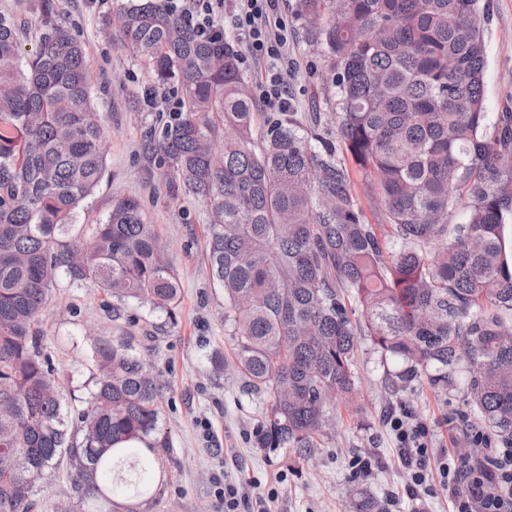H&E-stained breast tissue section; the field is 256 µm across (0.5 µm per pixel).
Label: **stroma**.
<instances>
[{"instance_id": "obj_1", "label": "stroma", "mask_w": 512, "mask_h": 512, "mask_svg": "<svg viewBox=\"0 0 512 512\" xmlns=\"http://www.w3.org/2000/svg\"><path fill=\"white\" fill-rule=\"evenodd\" d=\"M56 19L84 42L91 75L92 102L108 132L106 172L100 186L78 211L76 221H104L115 199L133 195L145 219L160 236L177 273L180 296L174 312L123 304L113 309L93 288L59 282L44 314V345L72 384L66 403L86 400L92 371L79 343L87 333L126 327L138 351L161 372L166 383L159 423L170 448L149 453L151 470L165 478L136 512H220L215 497L219 479L251 476L273 483L276 512H360L365 497L383 500L385 512H449L448 491L433 481L426 504L408 497L407 476L386 421L393 410L411 412L424 426L428 442L458 454L471 439L470 423L461 421L460 393L436 396L426 379L410 386L393 384L399 365L382 356L368 338L358 351V405H338L331 439L310 457L292 448H262L256 424L267 408L265 396L245 387L233 371L230 330L224 324V292L214 284L205 252L209 217L193 198L171 196L158 179L159 160L147 151L167 114L163 103L135 107L132 100L149 86L144 67L108 35L120 0H56ZM297 0H281L288 21L289 109L327 112L334 89L327 81L323 54L300 35ZM481 19L486 65L485 110L488 122L512 112V0H483ZM0 17L14 22L24 50H33L44 27L28 0H0ZM363 456L372 474L355 478L351 462ZM35 512H56L67 505L80 512L79 498L64 470L51 471L37 483Z\"/></svg>"}]
</instances>
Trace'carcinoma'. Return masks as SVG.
<instances>
[{"label":"carcinoma","instance_id":"1","mask_svg":"<svg viewBox=\"0 0 512 512\" xmlns=\"http://www.w3.org/2000/svg\"><path fill=\"white\" fill-rule=\"evenodd\" d=\"M27 57L0 18V512H32L35 484L66 465L85 512L112 505L98 474L133 498L153 485L136 448L154 438L164 383L123 328L84 350L94 390L64 411L69 378L42 347L41 315L63 279L171 311L178 276L134 196L100 224L74 218L100 184L108 134L91 103L86 50L39 0ZM301 35L326 51L333 111L258 112L240 54L206 42L167 0H125L110 37L184 111L148 149L173 196L210 216L235 370L270 403L264 448L304 453L357 402L358 337L463 394V420L512 447V113L489 131L480 0H298ZM390 226L370 223L352 171ZM465 221H454L459 206Z\"/></svg>","mask_w":512,"mask_h":512}]
</instances>
